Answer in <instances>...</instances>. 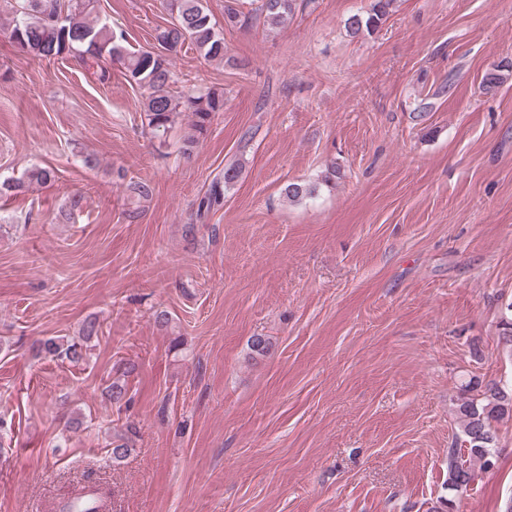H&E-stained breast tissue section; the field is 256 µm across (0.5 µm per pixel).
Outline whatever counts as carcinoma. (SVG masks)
<instances>
[{
	"label": "carcinoma",
	"mask_w": 512,
	"mask_h": 512,
	"mask_svg": "<svg viewBox=\"0 0 512 512\" xmlns=\"http://www.w3.org/2000/svg\"><path fill=\"white\" fill-rule=\"evenodd\" d=\"M13 15L10 40L22 52L35 60L71 59L79 65L92 61L99 68L98 79L110 77L112 65H119L127 81L148 91L143 111L152 129H165L180 112H188L198 134L207 131L213 115L224 111V94L209 91L196 94L191 90H177L171 70L169 54L189 44L207 59H224V36L212 23L202 0H169L170 10L176 13L174 21L157 30L155 40L161 51L129 49L123 33L107 23L89 19L93 0H0ZM253 12L263 16L269 25H279L292 16L296 0H255ZM391 0H374L367 16L354 14L346 25L355 36L379 27L387 16ZM240 175L237 165L224 167L223 179L212 182L198 204L204 212L220 205L224 188L235 183ZM58 171L52 166H37L28 172L30 183L50 185ZM314 183H289L284 194L290 201H298L317 194ZM42 351L52 356H63L72 362L83 359L82 346L76 343L63 346L54 339L42 344ZM461 430L448 448V488L460 491L475 480L474 462L481 466L492 464L497 436L495 423L512 416V383L492 381L477 388V395L459 404ZM464 445L468 460L459 461ZM130 452L128 438L118 435L112 441L110 457L120 462ZM61 512H99L87 498L79 495L67 499Z\"/></svg>",
	"instance_id": "obj_1"
}]
</instances>
